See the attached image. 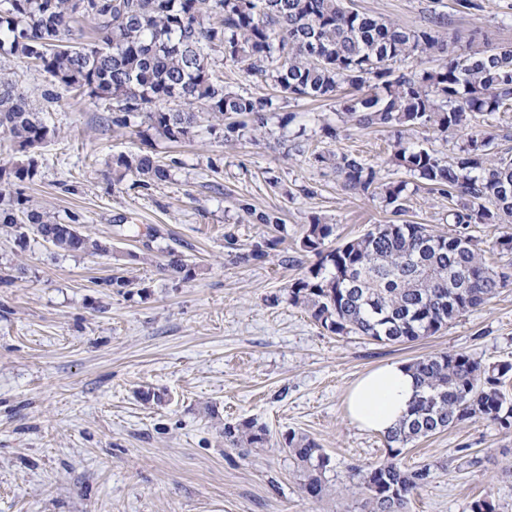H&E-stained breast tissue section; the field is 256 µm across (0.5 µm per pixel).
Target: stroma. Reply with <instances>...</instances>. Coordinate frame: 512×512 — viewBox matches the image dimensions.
<instances>
[{
  "label": "stroma",
  "instance_id": "obj_1",
  "mask_svg": "<svg viewBox=\"0 0 512 512\" xmlns=\"http://www.w3.org/2000/svg\"><path fill=\"white\" fill-rule=\"evenodd\" d=\"M478 2L468 13L456 0L351 5L411 29L436 10L450 33L479 28L512 43V0ZM338 108L287 100L292 123L271 119L257 141L228 145L219 127L181 143L122 134L86 94L50 107L54 133L16 189L55 216L78 214L112 249L69 254L0 227V274L11 278L0 284V512H367L348 468L389 450L346 417L350 386L384 362L429 353L512 360V285L408 344L330 333L290 302V285L316 261L299 247L312 217L341 241L394 219L381 200L343 190L317 155H357L382 183L407 177L390 159L397 130L343 122ZM147 146L171 163L170 180L114 184L112 156ZM406 194L405 220L447 233V198L413 183ZM250 207L276 213L278 230L252 223ZM257 245L265 257L249 259ZM173 252L187 278L167 271ZM118 275L134 287H108ZM242 421L265 428L264 446L225 445V424ZM291 431L330 458L321 498L302 490L283 446ZM399 459L429 472L408 512H470L483 498L512 512V428L468 420Z\"/></svg>",
  "mask_w": 512,
  "mask_h": 512
}]
</instances>
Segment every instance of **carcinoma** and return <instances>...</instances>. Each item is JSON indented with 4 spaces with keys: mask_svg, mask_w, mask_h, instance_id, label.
<instances>
[{
    "mask_svg": "<svg viewBox=\"0 0 512 512\" xmlns=\"http://www.w3.org/2000/svg\"><path fill=\"white\" fill-rule=\"evenodd\" d=\"M0 0V54L34 63L48 84L87 93L107 105V121L133 133L147 126L168 141L190 140L203 120L223 123L224 140H253L278 106L224 85L215 73L222 56L246 82H271L297 99L342 100L345 121L401 128L391 160L452 204L454 229L436 234L426 224H374L331 248L334 225L313 217L300 247L318 257L289 287L294 305L324 329L383 343L435 335L460 316L484 307L512 284V272L487 264L468 229L502 224L493 247L512 253V156L493 151L490 131L472 135L454 161L425 145L429 132L457 133L482 115L512 106V46L472 49L488 42L475 29L467 40L448 37V16L431 12L419 29L375 18L346 0ZM93 22L84 42L78 18ZM466 45H461V42ZM434 57L417 70L411 63ZM404 68L395 69L393 65ZM18 80L0 72V133L26 160L0 166V187L32 179L34 150L50 130ZM343 189L378 198L394 214L405 211L407 183L378 184L376 172L352 154L318 156ZM109 165L116 182L147 187L170 178V165L148 151L120 154ZM0 226L27 228L56 250L104 254L106 243L80 230L79 217L62 220L0 192ZM420 392L385 440L391 459L351 467L368 495V512H407L428 471H408L401 449L469 419L512 428V402L501 390L512 362L486 366L464 353H433L409 363ZM233 447L257 446L266 430L252 421L224 425ZM284 445L303 471V491L323 492L329 457L312 439L291 431Z\"/></svg>",
    "mask_w": 512,
    "mask_h": 512,
    "instance_id": "1",
    "label": "carcinoma"
}]
</instances>
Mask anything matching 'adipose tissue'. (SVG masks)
<instances>
[{
	"instance_id": "1",
	"label": "adipose tissue",
	"mask_w": 512,
	"mask_h": 512,
	"mask_svg": "<svg viewBox=\"0 0 512 512\" xmlns=\"http://www.w3.org/2000/svg\"><path fill=\"white\" fill-rule=\"evenodd\" d=\"M415 394V379L407 365L390 362L355 383L345 398L344 410L353 423L384 435L404 418Z\"/></svg>"
}]
</instances>
